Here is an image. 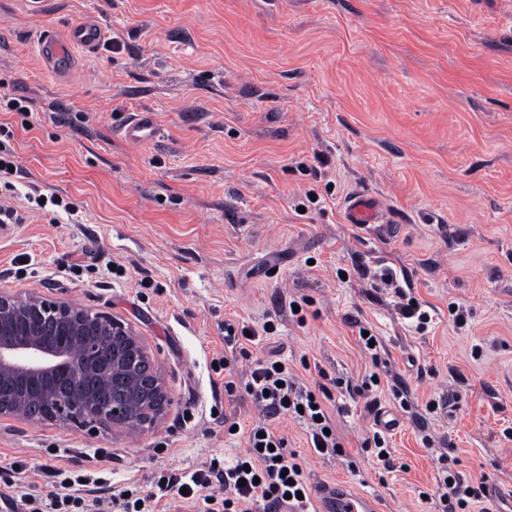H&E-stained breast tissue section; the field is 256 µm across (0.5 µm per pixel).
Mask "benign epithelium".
<instances>
[{"instance_id":"7a95c632","label":"benign epithelium","mask_w":512,"mask_h":512,"mask_svg":"<svg viewBox=\"0 0 512 512\" xmlns=\"http://www.w3.org/2000/svg\"><path fill=\"white\" fill-rule=\"evenodd\" d=\"M93 320L66 302L0 290V417L131 433L162 418L168 393L141 336L112 317V340L97 341Z\"/></svg>"}]
</instances>
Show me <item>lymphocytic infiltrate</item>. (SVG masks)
Masks as SVG:
<instances>
[{"mask_svg":"<svg viewBox=\"0 0 512 512\" xmlns=\"http://www.w3.org/2000/svg\"><path fill=\"white\" fill-rule=\"evenodd\" d=\"M14 155L0 148V188L6 197L0 200V223L17 224L21 217L10 201L24 196L33 209L47 204L55 212L74 218L76 209L72 202L52 194L40 196L37 189L19 192L7 175L14 166ZM278 361L267 356L255 360L244 384V391L259 413L248 431V452L233 460L221 463L211 461L209 466L184 471L177 475L160 477L152 492L143 497L118 493L102 499L85 500L78 487L82 478L73 483H58L55 492L43 501V512H150L152 501L165 497L174 499L188 496L198 502V512H249L253 504H261L266 512H310L311 502L303 470L288 454V440L273 428L277 418L290 416L302 421L311 448L320 455H335L340 451L336 435L330 434L331 426L320 397L311 396L293 379L288 370L277 367Z\"/></svg>","mask_w":512,"mask_h":512,"instance_id":"obj_1","label":"lymphocytic infiltrate"}]
</instances>
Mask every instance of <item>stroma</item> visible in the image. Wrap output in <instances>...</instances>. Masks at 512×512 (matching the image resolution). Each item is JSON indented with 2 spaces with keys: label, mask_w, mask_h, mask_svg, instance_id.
<instances>
[{
  "label": "stroma",
  "mask_w": 512,
  "mask_h": 512,
  "mask_svg": "<svg viewBox=\"0 0 512 512\" xmlns=\"http://www.w3.org/2000/svg\"><path fill=\"white\" fill-rule=\"evenodd\" d=\"M88 20L104 43L48 73L40 32ZM4 93L34 102L0 111L17 182L63 195L78 221L15 200L0 287L130 322L171 405L137 433L0 419V494L48 493L45 465L149 492L244 454L255 413L224 390V323L270 321L253 359L276 351L325 384L343 447L319 456L303 424L277 421L309 487L384 512H512V0H0ZM141 112L157 133L134 142ZM357 192L380 200L384 229L346 223ZM386 271L426 329L372 287ZM374 372V407L341 393ZM384 407L401 421L389 471L364 448ZM443 466L502 494L443 505Z\"/></svg>",
  "instance_id": "35a3bbf8"
}]
</instances>
